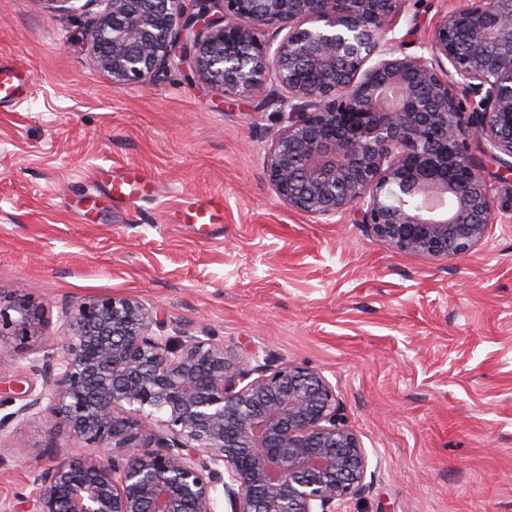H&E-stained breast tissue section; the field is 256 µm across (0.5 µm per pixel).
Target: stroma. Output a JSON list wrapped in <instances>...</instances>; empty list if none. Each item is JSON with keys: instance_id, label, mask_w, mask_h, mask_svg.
Instances as JSON below:
<instances>
[{"instance_id": "obj_1", "label": "stroma", "mask_w": 512, "mask_h": 512, "mask_svg": "<svg viewBox=\"0 0 512 512\" xmlns=\"http://www.w3.org/2000/svg\"><path fill=\"white\" fill-rule=\"evenodd\" d=\"M464 4L404 0L394 34L424 54ZM93 17L0 0V60L36 80L0 107V301L29 295L48 316L7 351L59 358L62 305L134 297L188 335L335 386L371 471L346 512H512V218L471 256L433 261L392 252L353 212L325 224L290 210L263 171L287 121L277 106L176 67L115 84L89 62ZM129 165L158 187L133 209L97 179ZM213 196L223 223L175 221ZM57 448L81 451L43 417L0 434V503L32 497Z\"/></svg>"}]
</instances>
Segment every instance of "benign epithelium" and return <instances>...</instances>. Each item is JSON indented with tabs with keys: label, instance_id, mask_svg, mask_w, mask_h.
Returning <instances> with one entry per match:
<instances>
[{
	"label": "benign epithelium",
	"instance_id": "1",
	"mask_svg": "<svg viewBox=\"0 0 512 512\" xmlns=\"http://www.w3.org/2000/svg\"><path fill=\"white\" fill-rule=\"evenodd\" d=\"M93 64L117 84L176 63L224 95L269 102L285 125L264 171L290 209L346 211L393 252L470 255L500 217L474 139L512 172V0H467L438 18L431 57L388 39L403 0H85ZM272 28L279 42L258 38ZM476 100L461 110L459 93ZM43 391L0 415V434L46 416L99 452L55 450L34 473L32 512H343L366 487L368 454L341 422L332 384L214 336H185L128 296L64 306ZM31 297L0 305V342L37 335Z\"/></svg>",
	"mask_w": 512,
	"mask_h": 512
}]
</instances>
